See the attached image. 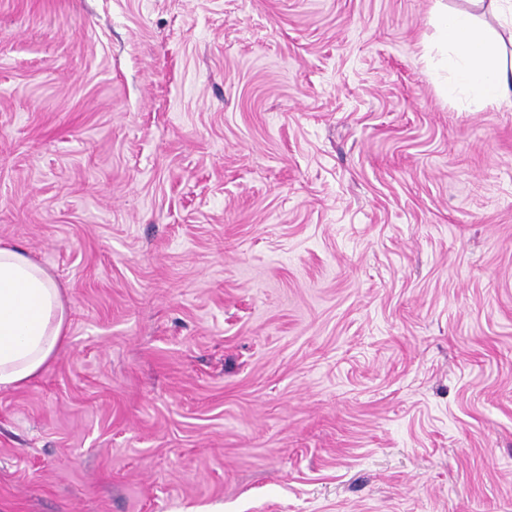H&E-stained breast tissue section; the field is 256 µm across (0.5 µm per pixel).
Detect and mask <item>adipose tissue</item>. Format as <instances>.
Instances as JSON below:
<instances>
[{"label":"adipose tissue","mask_w":512,"mask_h":512,"mask_svg":"<svg viewBox=\"0 0 512 512\" xmlns=\"http://www.w3.org/2000/svg\"><path fill=\"white\" fill-rule=\"evenodd\" d=\"M438 40L453 53L460 88L492 104H512V63L488 46L470 15L436 8ZM70 324L62 292L50 273L24 247L0 240V390L30 385L67 345Z\"/></svg>","instance_id":"ef3b65f1"}]
</instances>
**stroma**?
Returning a JSON list of instances; mask_svg holds the SVG:
<instances>
[{
    "instance_id": "1",
    "label": "stroma",
    "mask_w": 512,
    "mask_h": 512,
    "mask_svg": "<svg viewBox=\"0 0 512 512\" xmlns=\"http://www.w3.org/2000/svg\"><path fill=\"white\" fill-rule=\"evenodd\" d=\"M492 0H0V238L68 345L0 391V512H512ZM433 22L439 42L450 49L456 63L455 80L445 88L448 99H454L465 87L477 91L491 104L512 105V61L508 64L487 45L484 31L471 16L437 6Z\"/></svg>"
}]
</instances>
